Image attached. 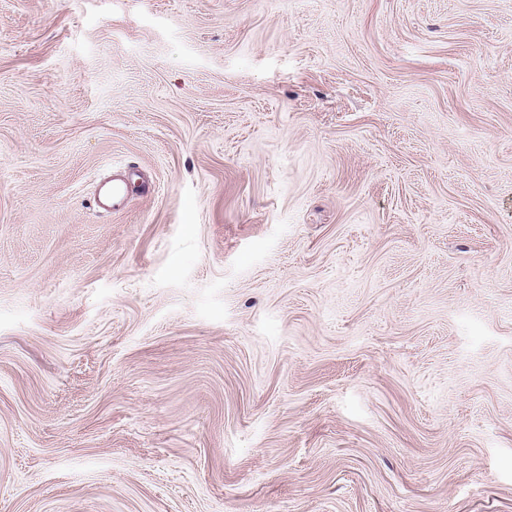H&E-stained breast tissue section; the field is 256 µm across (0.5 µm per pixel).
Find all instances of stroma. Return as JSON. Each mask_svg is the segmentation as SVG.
Segmentation results:
<instances>
[{
    "mask_svg": "<svg viewBox=\"0 0 512 512\" xmlns=\"http://www.w3.org/2000/svg\"><path fill=\"white\" fill-rule=\"evenodd\" d=\"M0 512H512V0H0ZM132 185L138 188L140 197L148 198L155 193L152 180L136 172L116 170L108 178L100 180L98 189L93 195L95 208L105 213L124 210L129 202V190Z\"/></svg>",
    "mask_w": 512,
    "mask_h": 512,
    "instance_id": "obj_1",
    "label": "stroma"
}]
</instances>
